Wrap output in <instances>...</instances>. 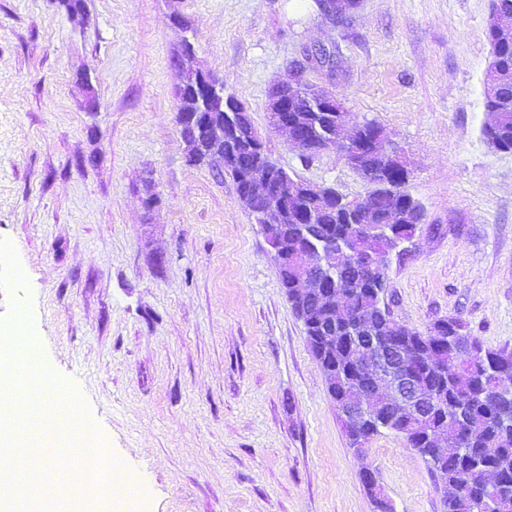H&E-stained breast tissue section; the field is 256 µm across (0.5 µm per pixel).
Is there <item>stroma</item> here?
<instances>
[{"instance_id": "35a3bbf8", "label": "stroma", "mask_w": 512, "mask_h": 512, "mask_svg": "<svg viewBox=\"0 0 512 512\" xmlns=\"http://www.w3.org/2000/svg\"><path fill=\"white\" fill-rule=\"evenodd\" d=\"M489 6L362 0L337 27L315 0H0V325L26 310L143 482L112 512H374L367 468L394 512H443L403 438L350 446L259 224L223 166L188 158L172 58L190 39L272 161L360 198L339 145L303 158L268 118L288 68L333 50L307 81L382 127L425 211L387 269L393 319L457 317L512 350V153L482 135Z\"/></svg>"}]
</instances>
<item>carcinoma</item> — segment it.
<instances>
[{"label":"carcinoma","mask_w":512,"mask_h":512,"mask_svg":"<svg viewBox=\"0 0 512 512\" xmlns=\"http://www.w3.org/2000/svg\"><path fill=\"white\" fill-rule=\"evenodd\" d=\"M487 38L491 60L484 84L495 85L496 92L485 99V107L494 114L495 128L482 133L491 138L490 146L512 153V40L501 42L490 29ZM193 52L192 42L185 38L174 58V66L185 80L197 72L192 66ZM288 121L306 129L301 151L305 158L318 153L336 132L334 122L314 105L288 113ZM188 149L190 161L196 164L223 160L250 211L270 204L265 197L250 196L245 182L237 179V169L267 158L253 126H246L244 137L217 152L207 144ZM354 171L370 186L361 215L347 219L342 209L344 196L334 188L329 196L313 193L286 205L283 235L288 239V263L277 269L281 288L304 326L316 361L331 372L326 378L328 392L339 412H344L347 399L369 382L368 348L358 338L357 321L365 324L378 342L400 344L418 365L415 379L434 404L424 419L389 413L387 407L371 404L368 416L342 421L350 444L360 447L384 430L401 436L445 488L468 471L490 470L498 477L497 484L474 489L466 499L446 495L445 512H512V350L484 346L456 317L435 322L425 333L392 318L382 299L388 265L374 269L366 265L368 252L376 246L369 225L384 223L395 211L399 219L391 228L400 236L412 237L423 223L425 211L405 189L408 175H394L378 163ZM334 242L346 243L349 254L332 264L327 275L325 284L336 295V303L329 306L296 293L293 281L301 266L294 256L310 253L328 262L323 249Z\"/></svg>","instance_id":"1"}]
</instances>
